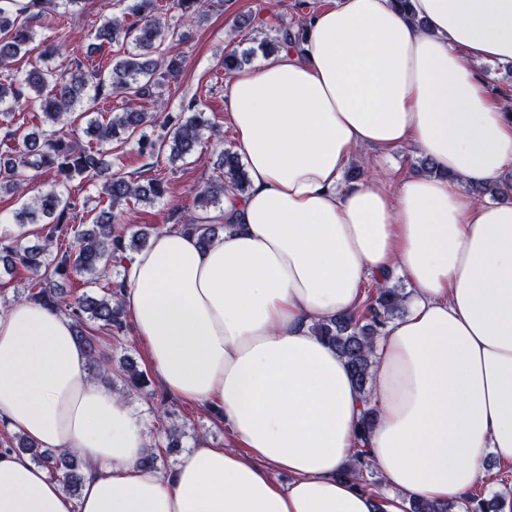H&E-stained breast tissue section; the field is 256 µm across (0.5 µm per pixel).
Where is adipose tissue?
Returning a JSON list of instances; mask_svg holds the SVG:
<instances>
[{"label": "adipose tissue", "instance_id": "ef3b65f1", "mask_svg": "<svg viewBox=\"0 0 512 512\" xmlns=\"http://www.w3.org/2000/svg\"><path fill=\"white\" fill-rule=\"evenodd\" d=\"M486 62H512V0H336L297 47L233 73L250 189L225 192L209 247L168 229L135 254L123 301L162 388L219 407L234 448L203 439L172 473L142 467L147 415L92 376L67 316L16 302L0 310V423L76 454L84 480L73 498L0 452V512H408L512 465V203L460 189L512 172V103ZM404 146L432 172L344 182L358 152ZM396 279L407 311L374 344L366 398L311 327ZM361 447L382 489L343 476Z\"/></svg>", "mask_w": 512, "mask_h": 512}]
</instances>
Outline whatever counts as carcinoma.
<instances>
[{"mask_svg":"<svg viewBox=\"0 0 512 512\" xmlns=\"http://www.w3.org/2000/svg\"><path fill=\"white\" fill-rule=\"evenodd\" d=\"M120 14L106 20L94 31L96 40L122 49L123 57L109 69L93 65L80 45L71 39L67 24H61L53 39L41 43L38 53L45 66L37 64L25 72L12 68L15 58L33 40L30 21L48 8H63L62 15L83 0H0V144L11 152L0 155V193H21L31 173L55 170V187L40 193L24 204L15 214L17 223L40 224L39 240L27 245L20 238L0 236V271L11 275L19 269L33 274L27 287L26 299L66 314L73 323L75 337L85 349L92 372L107 376L110 366L100 351V337L88 330L87 322L99 325L118 338L127 328L126 311L122 303L124 278L108 282L102 295L87 292L69 302L64 298V283L79 275L94 284L108 276L109 271L145 248L156 228H138L121 223L114 209L131 202L145 204L164 198L168 193L166 177L162 176L159 155L170 151L173 159L182 160L195 153L205 135H216V129L204 119L198 109L201 99L196 92L182 101L176 117L165 112L163 87L178 80L183 69V57L176 51L182 40V20L191 14L204 15L207 0H119ZM173 12L170 19L161 12ZM303 24L292 25L284 18L276 19L275 37L260 42L262 51L271 54L297 45L303 34ZM63 58L55 69L47 62ZM247 62V57L228 52L218 62V68L231 74ZM122 96L144 105L113 112L107 121L91 116L87 109L78 110L81 99L95 104ZM38 102L39 111L32 113V127L17 124L13 108L28 100ZM89 118L85 133L96 144H83L71 136V126L80 118ZM137 145L140 157L151 176L142 172L123 174L110 172L107 160L112 146ZM220 173L196 192L194 210L206 212L224 200V192H245L247 173L238 154L224 150ZM87 183L102 182L100 198L108 201L97 213L92 224L74 225L81 214L87 213V203L59 190L75 179ZM180 228L197 237L207 246L224 232V225L213 224L204 217L189 215ZM73 235L68 245L61 239ZM402 310V292L395 288H376L362 309L346 315L333 316L312 326L314 335L334 346L344 358L352 380L364 398L371 394L373 344L387 322ZM122 380L126 388L138 391L146 387L148 373L129 364ZM177 429L165 432L164 442L149 449L141 464L155 466L156 450L180 447ZM5 450L27 455L44 467L49 476L60 482L63 491L77 496L82 487V464L66 451L41 449L22 435L0 442ZM372 471L365 451L355 456L349 473L360 479ZM455 504L413 501L409 512H454Z\"/></svg>","mask_w":512,"mask_h":512,"instance_id":"1","label":"carcinoma"}]
</instances>
